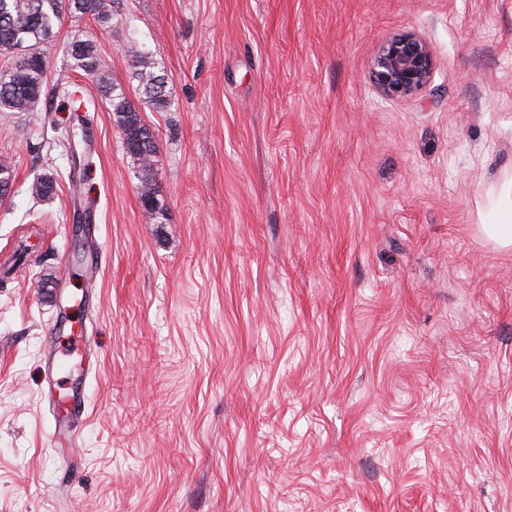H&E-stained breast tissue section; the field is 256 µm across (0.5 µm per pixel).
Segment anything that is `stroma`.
<instances>
[{"label":"stroma","mask_w":512,"mask_h":512,"mask_svg":"<svg viewBox=\"0 0 512 512\" xmlns=\"http://www.w3.org/2000/svg\"><path fill=\"white\" fill-rule=\"evenodd\" d=\"M75 29L130 98L129 40L166 74L141 110L163 210L52 49L48 83L96 112L72 149L51 93L0 116V512H512V247L483 230L512 180V0H123ZM404 30L433 77L386 100L372 59ZM56 321L95 365L59 447ZM76 93L77 91L67 82H56L52 88L53 96L67 99L70 103L69 112H92L91 104L87 100L79 98ZM83 104L84 111H82Z\"/></svg>","instance_id":"1"}]
</instances>
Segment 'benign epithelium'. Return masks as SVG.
I'll list each match as a JSON object with an SVG mask.
<instances>
[{
    "mask_svg": "<svg viewBox=\"0 0 512 512\" xmlns=\"http://www.w3.org/2000/svg\"><path fill=\"white\" fill-rule=\"evenodd\" d=\"M433 76V57L426 40L414 31L395 34L378 47L371 65V81L385 99L417 96Z\"/></svg>",
    "mask_w": 512,
    "mask_h": 512,
    "instance_id": "benign-epithelium-1",
    "label": "benign epithelium"
}]
</instances>
